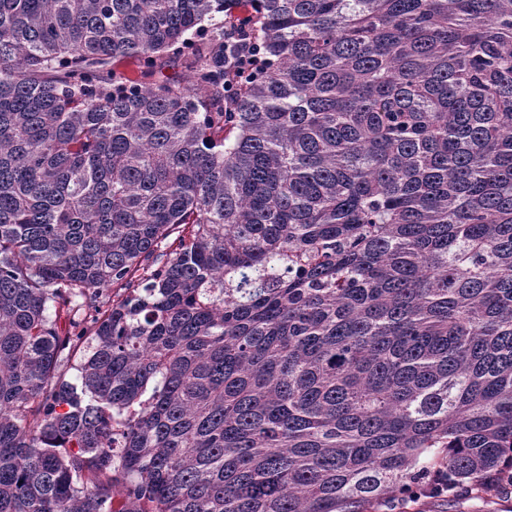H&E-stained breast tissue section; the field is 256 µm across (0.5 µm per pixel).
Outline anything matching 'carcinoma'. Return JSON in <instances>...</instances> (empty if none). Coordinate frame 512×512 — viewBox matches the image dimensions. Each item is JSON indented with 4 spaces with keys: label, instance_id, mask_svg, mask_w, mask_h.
<instances>
[{
    "label": "carcinoma",
    "instance_id": "obj_1",
    "mask_svg": "<svg viewBox=\"0 0 512 512\" xmlns=\"http://www.w3.org/2000/svg\"><path fill=\"white\" fill-rule=\"evenodd\" d=\"M507 460L512 0H0V512H422Z\"/></svg>",
    "mask_w": 512,
    "mask_h": 512
}]
</instances>
